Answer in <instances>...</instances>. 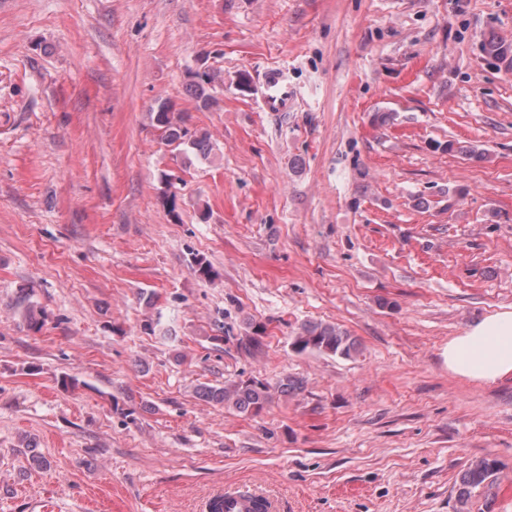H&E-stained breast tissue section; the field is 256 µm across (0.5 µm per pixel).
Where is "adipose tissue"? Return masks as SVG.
<instances>
[{"label":"adipose tissue","instance_id":"adipose-tissue-1","mask_svg":"<svg viewBox=\"0 0 512 512\" xmlns=\"http://www.w3.org/2000/svg\"><path fill=\"white\" fill-rule=\"evenodd\" d=\"M450 372L481 384L512 377V310L470 324L444 352Z\"/></svg>","mask_w":512,"mask_h":512}]
</instances>
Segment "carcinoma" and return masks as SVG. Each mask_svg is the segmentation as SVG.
I'll return each instance as SVG.
<instances>
[{"label":"carcinoma","instance_id":"cac0c4a2","mask_svg":"<svg viewBox=\"0 0 512 512\" xmlns=\"http://www.w3.org/2000/svg\"><path fill=\"white\" fill-rule=\"evenodd\" d=\"M480 51L488 59L512 61V42L489 36L480 42ZM224 90V80L209 72L196 73L187 84V91L196 100L198 107L207 109L217 103V94ZM155 126L161 131V139L171 145L189 143L199 155L205 157L212 150L210 136L205 132H190L185 126L184 112L175 109V105L165 99L158 102L153 110ZM194 273L202 279L216 276L208 260L194 255L191 261ZM252 335L243 342L250 354L263 350L262 335L264 328L254 324ZM292 348L298 353L318 351L341 358H351L358 352L356 340L340 327L323 322L303 324L292 337ZM303 388V383L291 376L284 375L271 382L250 377L230 380L222 386L203 385L200 393L206 399L222 404L240 414L257 416L277 396L286 397ZM497 467L493 460L482 458L470 463L461 473L456 490V512H470V503L474 494L490 489L494 483Z\"/></svg>","mask_w":512,"mask_h":512}]
</instances>
